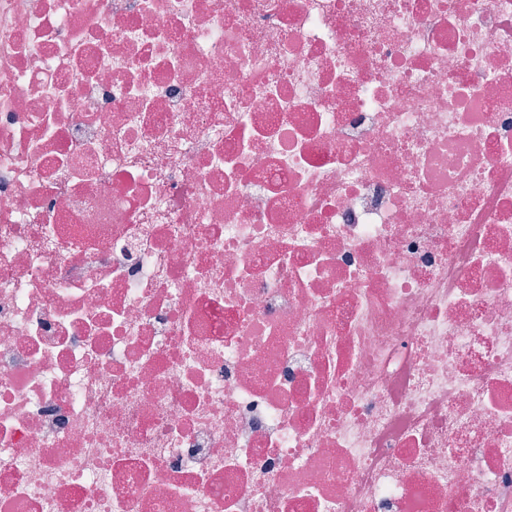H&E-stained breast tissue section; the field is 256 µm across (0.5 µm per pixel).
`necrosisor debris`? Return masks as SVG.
Returning <instances> with one entry per match:
<instances>
[{
    "mask_svg": "<svg viewBox=\"0 0 512 512\" xmlns=\"http://www.w3.org/2000/svg\"><path fill=\"white\" fill-rule=\"evenodd\" d=\"M0 512H512V0H0Z\"/></svg>",
    "mask_w": 512,
    "mask_h": 512,
    "instance_id": "1",
    "label": "necrosis or debris"
}]
</instances>
